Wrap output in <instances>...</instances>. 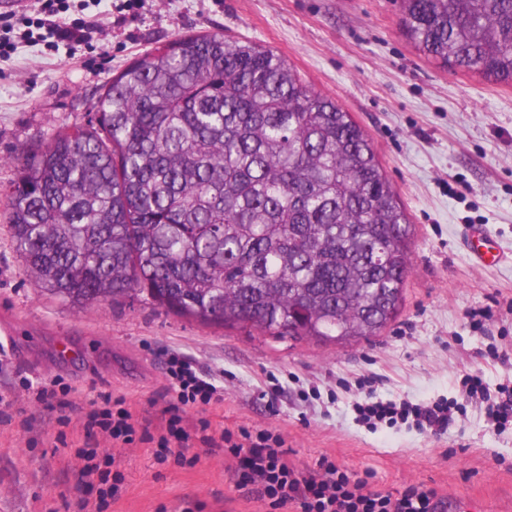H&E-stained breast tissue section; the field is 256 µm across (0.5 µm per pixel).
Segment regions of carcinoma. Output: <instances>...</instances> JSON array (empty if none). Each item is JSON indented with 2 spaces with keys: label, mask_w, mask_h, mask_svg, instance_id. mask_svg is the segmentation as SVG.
<instances>
[{
  "label": "carcinoma",
  "mask_w": 512,
  "mask_h": 512,
  "mask_svg": "<svg viewBox=\"0 0 512 512\" xmlns=\"http://www.w3.org/2000/svg\"><path fill=\"white\" fill-rule=\"evenodd\" d=\"M401 7L420 52L512 85V0ZM97 108L98 127L25 158L9 194L39 292L324 346L398 317L413 225L364 130L273 49L181 36L108 81Z\"/></svg>",
  "instance_id": "cac0c4a2"
}]
</instances>
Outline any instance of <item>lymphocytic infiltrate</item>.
Here are the masks:
<instances>
[{
	"instance_id": "obj_1",
	"label": "lymphocytic infiltrate",
	"mask_w": 512,
	"mask_h": 512,
	"mask_svg": "<svg viewBox=\"0 0 512 512\" xmlns=\"http://www.w3.org/2000/svg\"><path fill=\"white\" fill-rule=\"evenodd\" d=\"M64 0H41L37 16L26 11L0 16V58L10 57L16 45L10 32L29 26L40 31V41L50 49L66 45L68 58L79 63V49L94 35L103 34L105 13L82 19L78 25L63 26L60 13ZM166 383L148 410L131 409L125 397L102 395L85 415L57 418L60 429L78 432L82 444L71 461L78 482L86 491L81 512H107L117 502L126 480L124 471L115 466L114 449H151L156 463H174L177 467L195 466L197 457H186L185 449L203 448L220 455L225 470L238 489L247 491L265 504L269 512H284L299 505L302 512H446L448 499L437 490L408 485L396 497L371 491L365 479L342 469L329 459H322L317 471L301 472L288 459L286 440L281 433L243 428L232 432L213 426L205 418L195 417L196 408L222 401L224 388L216 374L203 371L190 356L167 350L162 354ZM471 401L483 405L488 422L497 426L512 423V387L501 386L499 400H492L481 376L463 381ZM75 388L52 378L25 385L1 402L5 408L34 405L44 410L57 403L74 402ZM358 423L376 428L410 422L418 429L434 433L446 431L454 416L466 410L454 400H438L429 405L375 401L365 398L355 403Z\"/></svg>"
}]
</instances>
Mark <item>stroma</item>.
Here are the masks:
<instances>
[{"label": "stroma", "mask_w": 512, "mask_h": 512, "mask_svg": "<svg viewBox=\"0 0 512 512\" xmlns=\"http://www.w3.org/2000/svg\"><path fill=\"white\" fill-rule=\"evenodd\" d=\"M135 21L94 41L84 63L19 44L0 60V314L24 320L43 364L8 361L1 384L61 376L89 411L100 394L148 406L164 381L162 349L223 373L226 396L205 418L238 431L280 432L288 459L309 472L329 458L368 477L372 491L407 483L464 500L475 512H512V424L494 429L479 406L443 433L386 426L371 431L353 411L357 381L375 376L379 398H461L464 375L489 387L512 382V86L428 59L401 24L400 0H141ZM220 32L272 47L318 93L336 100L371 139L415 228L402 314L380 336L347 347L294 343L204 326L140 300L83 310L38 295L6 218L19 157L56 132L97 121L103 86L133 59L182 35ZM482 227L505 255L483 267L469 255ZM79 343L76 364L55 367L58 340ZM506 351L488 358L490 347ZM41 410L0 422V512H79L72 449L45 430L27 448L9 436ZM125 491L108 512H266L238 490L216 458L171 477L150 449L121 453Z\"/></svg>", "instance_id": "obj_1"}]
</instances>
